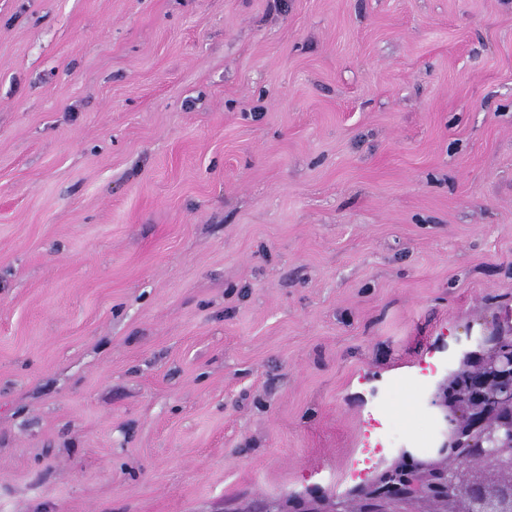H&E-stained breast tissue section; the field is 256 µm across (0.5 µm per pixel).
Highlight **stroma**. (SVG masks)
<instances>
[{"label":"stroma","instance_id":"1","mask_svg":"<svg viewBox=\"0 0 512 512\" xmlns=\"http://www.w3.org/2000/svg\"><path fill=\"white\" fill-rule=\"evenodd\" d=\"M510 310L512 0H0V512L345 498Z\"/></svg>","mask_w":512,"mask_h":512}]
</instances>
